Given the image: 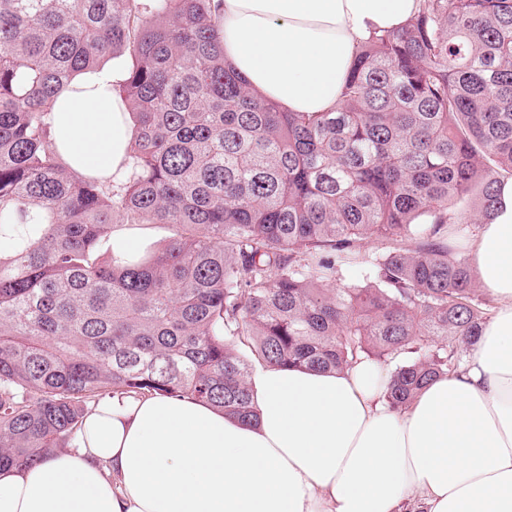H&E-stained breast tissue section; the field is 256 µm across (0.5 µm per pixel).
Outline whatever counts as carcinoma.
<instances>
[{
    "mask_svg": "<svg viewBox=\"0 0 512 512\" xmlns=\"http://www.w3.org/2000/svg\"><path fill=\"white\" fill-rule=\"evenodd\" d=\"M219 2L0 0V470L63 447L112 393L251 420L255 362L386 363L401 410L481 335L448 225L493 219L512 175V0H420L315 113L235 72ZM121 56L136 134L115 183L63 161L51 113ZM152 224L163 247L114 256L116 228ZM350 264L369 274L336 287Z\"/></svg>",
    "mask_w": 512,
    "mask_h": 512,
    "instance_id": "obj_1",
    "label": "carcinoma"
}]
</instances>
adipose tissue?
I'll use <instances>...</instances> for the list:
<instances>
[{
	"instance_id": "adipose-tissue-1",
	"label": "adipose tissue",
	"mask_w": 512,
	"mask_h": 512,
	"mask_svg": "<svg viewBox=\"0 0 512 512\" xmlns=\"http://www.w3.org/2000/svg\"><path fill=\"white\" fill-rule=\"evenodd\" d=\"M418 0H223L224 56L290 112H327L360 42L401 26ZM74 78L55 98L65 162L120 180L135 129L113 85ZM467 256L496 314L464 366L405 409L365 359L343 372L261 367L255 421L188 398L110 394L75 440L0 471V512H512V177Z\"/></svg>"
}]
</instances>
